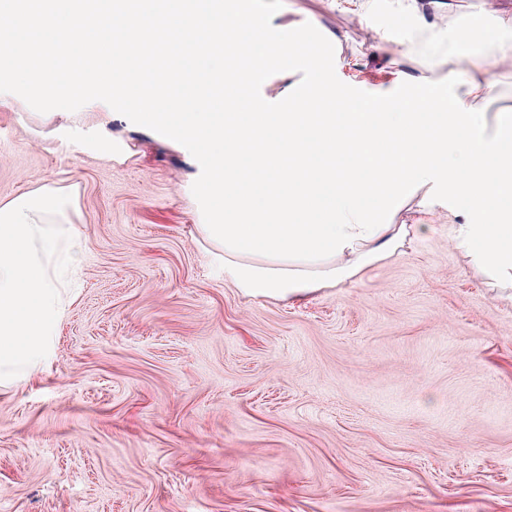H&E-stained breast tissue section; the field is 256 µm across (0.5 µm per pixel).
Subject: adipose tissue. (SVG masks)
<instances>
[{
  "instance_id": "ef3b65f1",
  "label": "adipose tissue",
  "mask_w": 512,
  "mask_h": 512,
  "mask_svg": "<svg viewBox=\"0 0 512 512\" xmlns=\"http://www.w3.org/2000/svg\"><path fill=\"white\" fill-rule=\"evenodd\" d=\"M241 25L181 0H0V48L30 100L119 105L193 152L203 172L195 230L241 295L298 302L365 276L421 232L394 221L412 201L429 216L447 209L454 247L488 281L512 284V212L501 208L512 200V152L472 95L484 64L468 61L472 90L462 95L423 84L411 104H354L343 91L290 84L282 106L243 112L232 106L241 83L226 71ZM189 30L222 41L190 52ZM333 43L292 27L268 59L290 75L320 66ZM93 83L104 96L89 95ZM436 107L445 119L427 125ZM368 195L376 209L363 205ZM455 198L468 209L449 208Z\"/></svg>"
}]
</instances>
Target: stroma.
I'll use <instances>...</instances> for the list:
<instances>
[{"label":"stroma","instance_id":"1","mask_svg":"<svg viewBox=\"0 0 512 512\" xmlns=\"http://www.w3.org/2000/svg\"><path fill=\"white\" fill-rule=\"evenodd\" d=\"M277 27L338 37L311 85L390 100L400 73L512 114V66L461 42L479 0H254ZM402 48L390 59L361 34ZM0 49V201L70 194L76 296L39 370L0 386V512H512V300L455 249L447 217L363 279L285 304L225 283L194 232L190 152L122 111L18 105ZM123 139L127 158L95 149Z\"/></svg>","mask_w":512,"mask_h":512}]
</instances>
